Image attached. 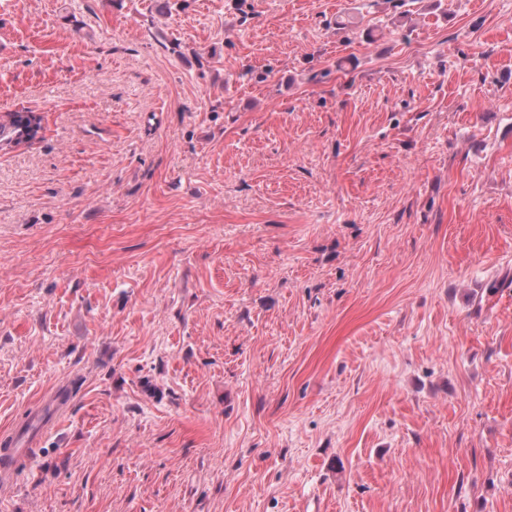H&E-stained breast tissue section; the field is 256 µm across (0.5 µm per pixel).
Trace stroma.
<instances>
[{"mask_svg": "<svg viewBox=\"0 0 512 512\" xmlns=\"http://www.w3.org/2000/svg\"><path fill=\"white\" fill-rule=\"evenodd\" d=\"M0 512H512V0H0ZM25 119L30 126H34L38 131H44L45 116L34 110L21 109L11 112L0 121V142L6 143L10 147L18 148L19 142H14V135L17 133V126Z\"/></svg>", "mask_w": 512, "mask_h": 512, "instance_id": "obj_1", "label": "stroma"}]
</instances>
